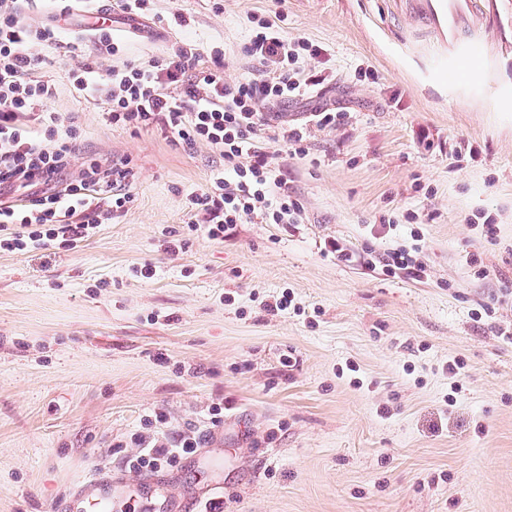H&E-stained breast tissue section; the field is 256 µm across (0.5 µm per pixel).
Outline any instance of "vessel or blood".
<instances>
[{
    "instance_id": "b4317fda",
    "label": "vessel or blood",
    "mask_w": 512,
    "mask_h": 512,
    "mask_svg": "<svg viewBox=\"0 0 512 512\" xmlns=\"http://www.w3.org/2000/svg\"><path fill=\"white\" fill-rule=\"evenodd\" d=\"M407 20L431 29L449 48L476 55L502 23L512 22V0H395ZM115 499L80 491L70 512H114Z\"/></svg>"
}]
</instances>
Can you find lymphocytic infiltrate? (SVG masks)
<instances>
[{
  "label": "lymphocytic infiltrate",
  "mask_w": 512,
  "mask_h": 512,
  "mask_svg": "<svg viewBox=\"0 0 512 512\" xmlns=\"http://www.w3.org/2000/svg\"><path fill=\"white\" fill-rule=\"evenodd\" d=\"M20 2L0 0V247L24 251L58 242L72 249L124 210L134 173L124 164L103 169L91 159L72 175L79 128L74 117L43 110L53 87L38 74V49L57 42L71 6L62 0L48 21L29 25L20 19ZM249 23L243 52L251 67L232 80L224 75L222 53L203 56L191 42L172 44L158 60L120 59L108 23L95 24L93 40L70 46L82 58L69 74L73 88L102 102L112 125L156 128L185 149L203 145L222 157L223 170L186 197L189 210L207 214L212 239L223 238L233 224H296L301 217L302 205L279 177L268 147L299 145L310 130L269 124L263 110L322 85V77L307 70L317 51L306 39L288 40L268 17L254 14ZM105 58L110 67L102 66ZM22 188V203L4 199V192ZM197 446L189 434L175 448L152 437L129 466L168 465Z\"/></svg>",
  "instance_id": "1"
}]
</instances>
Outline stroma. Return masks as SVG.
<instances>
[{"mask_svg":"<svg viewBox=\"0 0 512 512\" xmlns=\"http://www.w3.org/2000/svg\"><path fill=\"white\" fill-rule=\"evenodd\" d=\"M272 8L153 0V17L113 16L112 33L136 62L180 40L221 50L233 78L249 16ZM281 10L326 82L268 106L272 121L341 120L311 126L304 153L270 148L300 223L218 240L189 234L205 217L185 197L220 159L114 127L77 94L68 45L84 14L42 49L47 109L76 113L85 158L128 162L136 179L125 211L76 248L0 251V512H63L98 473L124 480L135 512H512V25L472 59L393 0ZM176 11L187 26L155 23ZM412 247L424 273L383 268ZM157 413L168 445L221 440L131 470Z\"/></svg>","mask_w":512,"mask_h":512,"instance_id":"obj_1","label":"stroma"}]
</instances>
